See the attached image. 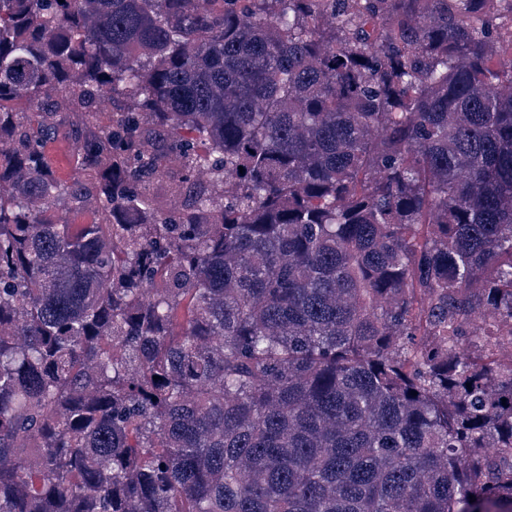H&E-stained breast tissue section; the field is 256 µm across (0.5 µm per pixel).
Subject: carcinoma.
Wrapping results in <instances>:
<instances>
[{"instance_id": "carcinoma-1", "label": "carcinoma", "mask_w": 512, "mask_h": 512, "mask_svg": "<svg viewBox=\"0 0 512 512\" xmlns=\"http://www.w3.org/2000/svg\"><path fill=\"white\" fill-rule=\"evenodd\" d=\"M501 2L0 0V512H512ZM78 150V140L59 131L43 141L44 159L60 182L68 184L75 178Z\"/></svg>"}]
</instances>
